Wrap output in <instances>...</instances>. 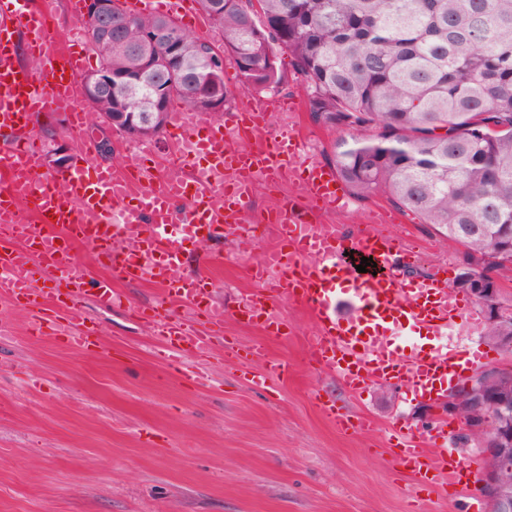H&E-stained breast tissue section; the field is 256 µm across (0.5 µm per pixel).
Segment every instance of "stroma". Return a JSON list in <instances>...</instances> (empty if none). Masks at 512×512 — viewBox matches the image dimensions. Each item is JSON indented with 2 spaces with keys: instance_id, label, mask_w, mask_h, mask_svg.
<instances>
[{
  "instance_id": "35a3bbf8",
  "label": "stroma",
  "mask_w": 512,
  "mask_h": 512,
  "mask_svg": "<svg viewBox=\"0 0 512 512\" xmlns=\"http://www.w3.org/2000/svg\"><path fill=\"white\" fill-rule=\"evenodd\" d=\"M280 64L286 83L275 91L241 90L231 63L224 82L239 106L292 102L271 116L270 131L288 123L303 134L308 157L328 162L333 135L308 112L307 86L290 56ZM347 201L337 220L362 230L379 208L421 244L417 262L397 259L401 277L451 272L464 261L460 245L385 198ZM274 237L267 231L248 251L229 240L207 246L223 256L211 277L228 309L241 307L251 289L244 265ZM119 289L125 305L85 303L102 341L91 352L32 336L23 311L0 305V512H463L477 497L473 481L460 498L415 490L387 451L386 426L438 417V402L407 401L380 382L348 396L330 374L305 364L313 324L296 303H283L288 339L267 341L273 357L293 365L283 388L253 386L217 354L201 364L203 383L194 388L166 375L155 336L125 309L153 305L157 288ZM320 397L379 425L366 435L341 432L321 415Z\"/></svg>"
}]
</instances>
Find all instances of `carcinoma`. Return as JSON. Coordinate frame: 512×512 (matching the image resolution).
Returning <instances> with one entry per match:
<instances>
[{"mask_svg":"<svg viewBox=\"0 0 512 512\" xmlns=\"http://www.w3.org/2000/svg\"><path fill=\"white\" fill-rule=\"evenodd\" d=\"M241 87L279 88L291 56L314 121L337 133L336 174L359 198L383 195L400 211L461 245L474 259H512V0H198ZM131 49L151 28L194 40L166 15L114 3ZM97 66L107 58L87 22ZM211 67L191 51L112 91L114 112L192 110L190 91Z\"/></svg>","mask_w":512,"mask_h":512,"instance_id":"obj_1","label":"carcinoma"}]
</instances>
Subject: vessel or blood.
I'll return each mask as SVG.
<instances>
[{
  "instance_id": "vessel-or-blood-1",
  "label": "vessel or blood",
  "mask_w": 512,
  "mask_h": 512,
  "mask_svg": "<svg viewBox=\"0 0 512 512\" xmlns=\"http://www.w3.org/2000/svg\"><path fill=\"white\" fill-rule=\"evenodd\" d=\"M146 6L178 15L184 27L198 25L186 0H146ZM53 8L54 0L37 6L0 0V264L11 268L0 277V302L25 310L32 332L90 350L98 331L83 308L87 295L119 305L123 297L115 282L149 283L160 288V298L140 311V319L168 351L211 357L228 313L213 297L206 264L190 271L185 265L204 241L240 229L257 182L286 176L299 182L304 195L275 211L278 240L249 271L254 287L244 302L248 322L265 335H284L288 320L276 300L285 295L298 302L315 324L308 362L333 372L355 397L381 382L412 398H429L480 360L476 347L425 346V338L442 335L464 311L449 297L441 274L408 283L397 276V256L417 254L412 242L391 232L366 235L305 219L312 208L338 206L346 191L334 171L302 159L298 131L266 136L267 102L234 108L224 128L210 113L179 106L169 114L163 157L130 170L103 165L86 135L91 115L79 82L89 59L58 33ZM18 38L39 60L38 72L21 66ZM41 112L64 116L73 133L65 169L47 166L42 143L17 137ZM78 244L105 262L109 276L93 278L89 264L74 253ZM365 257L373 260L374 272H358ZM348 299L356 303L349 317L338 310ZM402 326L422 340L408 356L399 353L392 335ZM225 350L241 364L268 363L255 385L288 372L287 363H269L263 343ZM318 406L341 430L363 432L373 425L333 401L322 399ZM447 427L437 420L389 428L391 453L418 488H454L470 479V468L447 449Z\"/></svg>"
}]
</instances>
